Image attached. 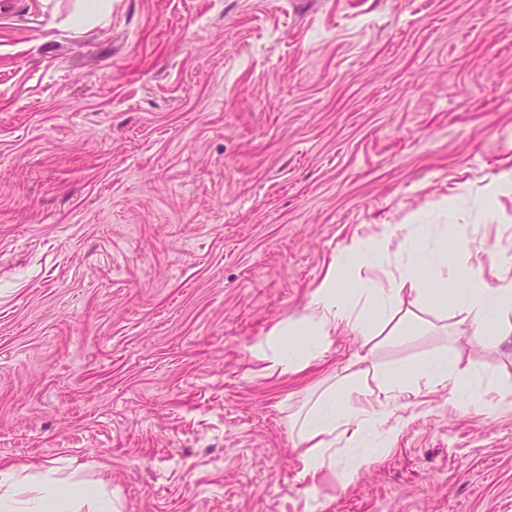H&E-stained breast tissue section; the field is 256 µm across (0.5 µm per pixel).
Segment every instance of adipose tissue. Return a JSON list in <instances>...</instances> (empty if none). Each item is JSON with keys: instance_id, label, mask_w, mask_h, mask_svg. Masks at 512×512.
Instances as JSON below:
<instances>
[{"instance_id": "1", "label": "adipose tissue", "mask_w": 512, "mask_h": 512, "mask_svg": "<svg viewBox=\"0 0 512 512\" xmlns=\"http://www.w3.org/2000/svg\"><path fill=\"white\" fill-rule=\"evenodd\" d=\"M444 224H408L403 230L387 226L380 241L354 238L330 263L322 282L314 291L311 304L316 321H295L274 329L255 348L256 356L269 364L270 370L296 374L317 358L306 351L296 356L285 353L287 337L301 334L329 337L339 331L359 333L371 341L369 319L355 306L341 302L336 279L345 263L372 256L374 251L393 250L402 259L397 275L388 287L367 282L362 290L367 300L379 301L380 316L393 319L406 294L416 293L419 279L411 258L403 254L404 244L416 241L421 250L432 252L440 266H447L448 256L435 252L434 235H447ZM468 285L466 317L475 329L496 322L500 342L512 343V269L490 258L488 266H470L462 270ZM352 387L346 401H338L333 390L324 391L304 416L298 438L307 446L302 455L303 477L317 478L324 468L337 469L342 480L352 479L372 457V450L384 447L389 439L387 426L392 406L402 393L427 395L448 384L453 391L466 395L472 406H482L484 392L495 393L500 403L512 402V388L496 384L489 377L458 361L434 374L407 372L395 374L375 367L350 370ZM118 498L107 489L105 479L93 481L70 475L60 479L55 469L25 474L11 466L0 467V512H119Z\"/></svg>"}]
</instances>
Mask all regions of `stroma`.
I'll use <instances>...</instances> for the list:
<instances>
[{
    "instance_id": "stroma-1",
    "label": "stroma",
    "mask_w": 512,
    "mask_h": 512,
    "mask_svg": "<svg viewBox=\"0 0 512 512\" xmlns=\"http://www.w3.org/2000/svg\"><path fill=\"white\" fill-rule=\"evenodd\" d=\"M0 0V464L58 458L120 512H512V409L400 401L349 483L301 475L297 376L252 347L353 236L422 216L449 262L512 257V0ZM381 369L512 385L420 255ZM69 21L75 27H91L102 21L110 11V0H80Z\"/></svg>"
}]
</instances>
